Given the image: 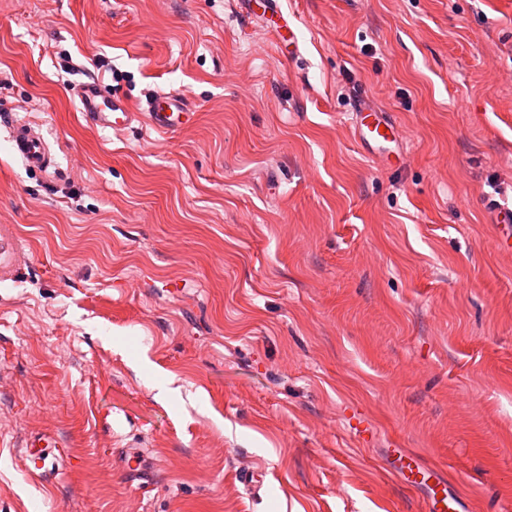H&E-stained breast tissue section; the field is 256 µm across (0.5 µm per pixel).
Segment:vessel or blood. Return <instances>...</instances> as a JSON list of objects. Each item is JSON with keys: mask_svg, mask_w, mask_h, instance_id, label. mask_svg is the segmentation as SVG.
<instances>
[{"mask_svg": "<svg viewBox=\"0 0 512 512\" xmlns=\"http://www.w3.org/2000/svg\"><path fill=\"white\" fill-rule=\"evenodd\" d=\"M247 16H258L272 22L274 40L296 45L295 27L284 15L279 0H241ZM80 110L86 122L94 128L119 132L133 123L147 121L158 131L171 133L192 118L190 104L184 95L161 92L147 103L142 112L132 111L128 103L118 97L104 96L101 82L90 78L74 87ZM351 122L356 139L363 149L373 156L399 153L402 141L400 129L390 113L384 112L364 96H357ZM9 140L15 153L34 170L54 167L55 160L38 125L15 122L9 127ZM487 208L497 224L500 235L495 244L498 249H512V197L500 195L490 200ZM9 228L0 229V279L15 277L19 267L18 252L11 243ZM392 470L409 486L426 488L429 512H459L458 496L449 494L448 480L431 466L418 463L413 455L400 448L392 449Z\"/></svg>", "mask_w": 512, "mask_h": 512, "instance_id": "1", "label": "vessel or blood"}]
</instances>
